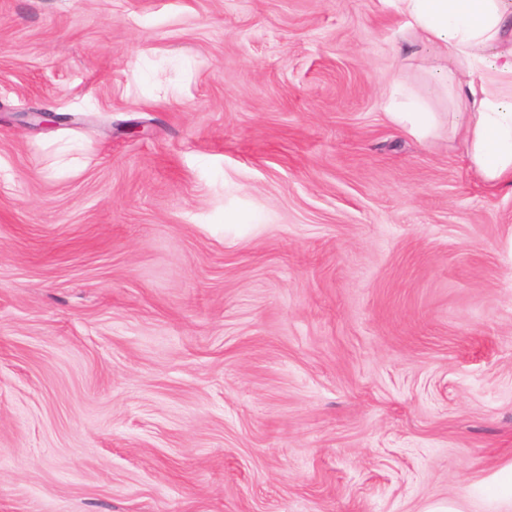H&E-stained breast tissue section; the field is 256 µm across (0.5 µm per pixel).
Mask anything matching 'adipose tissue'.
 <instances>
[{"instance_id": "obj_1", "label": "adipose tissue", "mask_w": 512, "mask_h": 512, "mask_svg": "<svg viewBox=\"0 0 512 512\" xmlns=\"http://www.w3.org/2000/svg\"><path fill=\"white\" fill-rule=\"evenodd\" d=\"M401 30L449 61L457 129L485 183L512 187V0H380Z\"/></svg>"}]
</instances>
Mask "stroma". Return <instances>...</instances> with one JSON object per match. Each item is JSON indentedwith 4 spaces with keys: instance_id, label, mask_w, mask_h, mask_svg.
Instances as JSON below:
<instances>
[{
    "instance_id": "1",
    "label": "stroma",
    "mask_w": 512,
    "mask_h": 512,
    "mask_svg": "<svg viewBox=\"0 0 512 512\" xmlns=\"http://www.w3.org/2000/svg\"><path fill=\"white\" fill-rule=\"evenodd\" d=\"M433 64L379 0H0V512H421L512 463V189ZM411 135H427L435 122V113L424 104H415L409 112H388Z\"/></svg>"
}]
</instances>
